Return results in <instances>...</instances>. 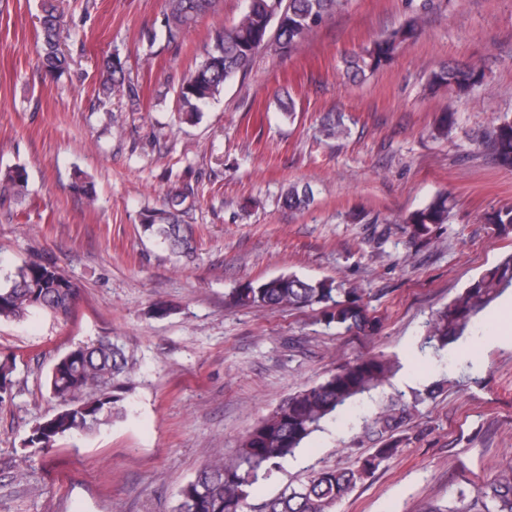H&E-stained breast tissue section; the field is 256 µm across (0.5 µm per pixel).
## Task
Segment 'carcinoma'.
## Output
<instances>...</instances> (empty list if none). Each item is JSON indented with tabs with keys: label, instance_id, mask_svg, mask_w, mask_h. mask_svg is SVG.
<instances>
[{
	"label": "carcinoma",
	"instance_id": "1",
	"mask_svg": "<svg viewBox=\"0 0 512 512\" xmlns=\"http://www.w3.org/2000/svg\"><path fill=\"white\" fill-rule=\"evenodd\" d=\"M239 19L212 29L204 46L206 55L199 66L179 86V112L186 122L195 121L202 107L224 91V86L244 74L254 57L264 49L289 54L343 5V0H246ZM217 0H165L162 27L167 44L181 45L183 34L197 20L215 9ZM40 18L42 43L39 62L45 74L59 78L69 67L61 49L69 30L53 0H42ZM420 19L415 18L374 40L343 61L347 79L361 81L390 63L402 48L419 35ZM475 64L444 62L431 72L427 88L432 94L455 90L467 94L481 83ZM97 97L109 101L114 96L135 99L139 87L126 70L125 61L114 52L101 61ZM457 124L455 113L443 112L435 121L433 134L447 137ZM319 133L326 139H342L349 129L342 117L329 116ZM493 159L512 168V119L493 125L486 142ZM25 170L10 167L0 171V197H25ZM196 193L190 183L168 189L159 208L142 213V234L164 244L171 254L188 256L196 249L190 224ZM282 204L304 211L314 202L307 184L291 183L283 192ZM448 221V196L438 194L404 220L405 232L415 245L431 242ZM486 223L499 234L512 232V206L485 216ZM512 287V254L487 270L448 305L437 311L428 324L426 343L443 348L463 335L473 319ZM79 293L78 285L50 264L26 263L0 279V321L21 320L35 310L65 315ZM235 304L271 310L323 307L327 323L348 331H373L375 317L359 302L356 292L336 285L331 279L312 280L295 274L263 281H248L235 292ZM393 364L369 357L349 362L325 381L298 391L279 404L246 435L236 456H217L179 490L172 512H246L250 489L292 456L320 423L359 394L381 385ZM16 358L0 359V404L11 396ZM134 363L118 341L109 336L83 343L60 357L47 379L50 393L62 403L54 415L40 420L32 429L29 444L51 448L74 435L89 436L111 426L125 416L124 404ZM410 408L402 405L381 413L374 425L382 432L403 427ZM394 441L342 470H319L307 481L288 485L264 505V512H334L336 503L357 484L374 474L379 463L396 455ZM473 512H512V465L502 470L474 495Z\"/></svg>",
	"mask_w": 512,
	"mask_h": 512
}]
</instances>
